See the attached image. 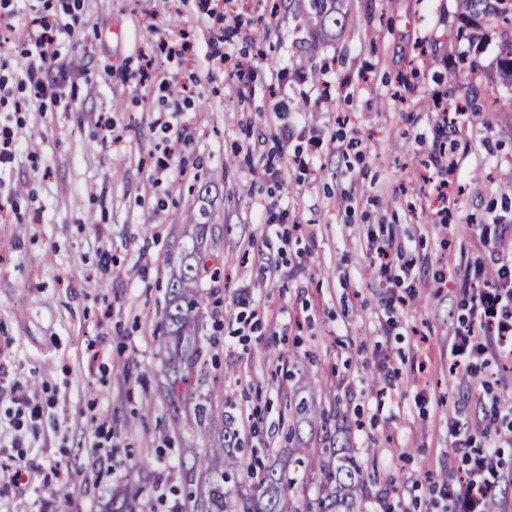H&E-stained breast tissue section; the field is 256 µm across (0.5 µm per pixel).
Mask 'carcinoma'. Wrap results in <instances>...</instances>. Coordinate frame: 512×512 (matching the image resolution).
<instances>
[{
	"label": "carcinoma",
	"mask_w": 512,
	"mask_h": 512,
	"mask_svg": "<svg viewBox=\"0 0 512 512\" xmlns=\"http://www.w3.org/2000/svg\"><path fill=\"white\" fill-rule=\"evenodd\" d=\"M457 2L462 16L470 20L494 16L512 29V9H506L507 0ZM288 8L304 15L315 35L323 38L342 29L347 14L346 0H289ZM499 75L512 84V38L504 45ZM211 218L210 211L199 210L193 225L195 239L206 238ZM223 267L218 261L208 265V258L202 252L189 253L179 259L171 276L161 329L169 354L165 388L174 399L192 394L204 368L199 327L201 279L207 272L219 278ZM294 414L297 419L288 433V463L302 464L318 478L317 512H366L369 486L343 430L336 428L323 448L308 447L300 432L301 422L318 419L324 424L330 416H339V412L326 411L312 392L295 402ZM195 418L208 446L194 455L187 468L190 481L196 484V490L189 493L192 512H292L290 492L296 482L283 468H266L256 462L247 465L242 461L237 455L242 442L234 428V417L224 406L211 402L198 404ZM244 467L252 478L250 491L233 500L224 491V484ZM141 495L142 490L134 486L117 491L111 500L112 512H143Z\"/></svg>",
	"instance_id": "1"
}]
</instances>
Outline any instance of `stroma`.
Listing matches in <instances>:
<instances>
[{
    "mask_svg": "<svg viewBox=\"0 0 512 512\" xmlns=\"http://www.w3.org/2000/svg\"><path fill=\"white\" fill-rule=\"evenodd\" d=\"M348 8L336 39L288 0L219 13L205 0H21L0 26L12 151L0 163V419L18 409L14 385L41 410L25 436L0 429V467L27 464L0 482V512H106L129 485L167 512L153 476L183 485L181 460L206 447L196 400L232 401L242 438L272 464L297 393L344 415L367 456V512H446L467 470L453 417L492 457L494 501L512 512V361L477 359L478 378H463L450 355L469 315L461 284L495 270L481 231L512 224V86L489 79L503 35L489 21L457 38L456 0ZM69 16L37 94L27 26ZM184 35L193 57L161 51ZM222 56L254 66L221 70ZM469 96L478 111L444 123ZM424 173L456 178L445 210ZM203 207L214 219L200 246L224 279L202 282L207 366L173 403L157 327ZM390 242L387 283L373 264ZM95 417L112 426L111 455L93 446ZM144 456L151 472L134 465Z\"/></svg>",
    "mask_w": 512,
    "mask_h": 512,
    "instance_id": "obj_1",
    "label": "stroma"
}]
</instances>
